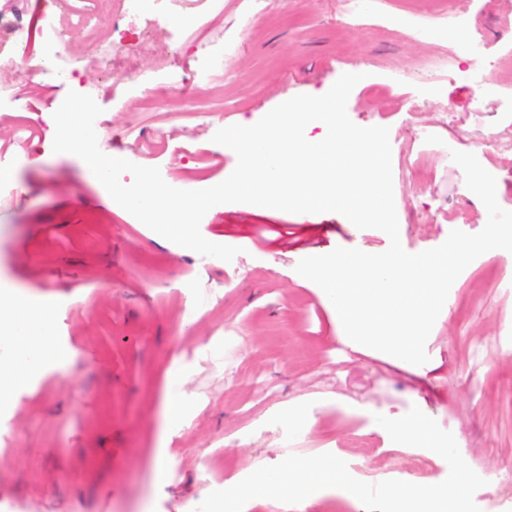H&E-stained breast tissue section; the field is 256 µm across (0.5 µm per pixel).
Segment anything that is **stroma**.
Returning a JSON list of instances; mask_svg holds the SVG:
<instances>
[{"label": "stroma", "mask_w": 512, "mask_h": 512, "mask_svg": "<svg viewBox=\"0 0 512 512\" xmlns=\"http://www.w3.org/2000/svg\"><path fill=\"white\" fill-rule=\"evenodd\" d=\"M478 62L463 61L443 37L433 0H384L382 17L347 23L345 0H224L210 40L224 50L223 77L200 78V59L165 25L154 53L128 52L129 74L158 73L149 101L126 84H107L100 43L81 29L67 39L72 79L32 71L22 104L0 98V169L21 194L0 201V285L51 299L71 349L64 369L48 370L0 409V512H192L214 490L295 453L359 454L365 482L420 485L449 473L436 453L393 442L376 415L399 418L418 407L452 432L464 460L486 484L481 512H512V289L499 257L479 256L454 282L426 342L429 360L402 364L350 343L321 288L296 271L302 250L273 252L255 228L265 224L340 226L321 254L389 246L377 229H357L335 212L298 215L247 203L211 208L205 239L237 247L229 262L155 233L87 173L79 157L54 152V112L68 91L97 89L113 157L138 147L158 125L168 138L140 163L170 186L212 187L235 169V153L213 142L241 118L259 121L279 104L364 71L347 101L350 120L390 130L400 241L407 252L441 245L452 230L480 232L482 201L450 168L452 150L475 154L512 211V158L477 147L474 127L491 133L512 116V0H448ZM430 29L417 38L405 18ZM176 68L195 78L194 98L223 100L206 118L171 119ZM490 86L474 101L473 82ZM34 126L27 144L14 127ZM181 369L195 405L169 427L168 375ZM298 424L285 422L288 412ZM365 446L352 450L356 439ZM244 512H365L342 490L325 489L295 506L258 497Z\"/></svg>", "instance_id": "obj_1"}]
</instances>
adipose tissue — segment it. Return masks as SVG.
I'll return each instance as SVG.
<instances>
[{"label": "adipose tissue", "mask_w": 512, "mask_h": 512, "mask_svg": "<svg viewBox=\"0 0 512 512\" xmlns=\"http://www.w3.org/2000/svg\"><path fill=\"white\" fill-rule=\"evenodd\" d=\"M50 301H34L18 292L0 298V342L14 349L0 363V407L10 406L16 391L36 375L63 366L69 349L61 341L50 315Z\"/></svg>", "instance_id": "adipose-tissue-1"}]
</instances>
